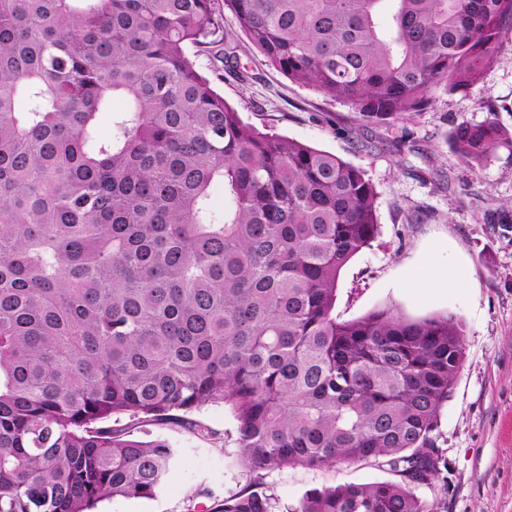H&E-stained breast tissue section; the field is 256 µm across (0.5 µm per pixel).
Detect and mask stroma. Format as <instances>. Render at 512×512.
<instances>
[{
	"instance_id": "stroma-1",
	"label": "stroma",
	"mask_w": 512,
	"mask_h": 512,
	"mask_svg": "<svg viewBox=\"0 0 512 512\" xmlns=\"http://www.w3.org/2000/svg\"><path fill=\"white\" fill-rule=\"evenodd\" d=\"M214 16L237 46L239 72L213 84L241 119L335 154L363 171L378 194L380 233L343 269L334 309L348 320L391 307L410 318L448 313L460 320L465 356L443 407L439 445L448 462V489L419 488L437 512H512V153L501 150L481 166L462 160L450 144L452 123L495 115L512 129V29L500 40L497 61L470 89L434 93L421 111L388 124H365L345 104L293 83L270 66L235 27L224 0ZM463 266L466 288L428 296L402 280L433 257ZM195 422L203 434L191 432ZM113 428L139 440L163 438L177 450L169 476L154 498L116 497L95 512H209L214 501L249 482L237 460L236 421L221 403L188 419L157 424L127 414ZM373 462L333 469L284 467L264 483L273 512H295L314 488L394 479ZM211 495L198 497V487Z\"/></svg>"
}]
</instances>
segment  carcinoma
Instances as JSON below:
<instances>
[{
	"label": "carcinoma",
	"instance_id": "carcinoma-1",
	"mask_svg": "<svg viewBox=\"0 0 512 512\" xmlns=\"http://www.w3.org/2000/svg\"><path fill=\"white\" fill-rule=\"evenodd\" d=\"M213 2L0 0V512L153 497L176 449L108 422L213 402L250 481L212 512H272L266 471L362 461L400 480L313 490L297 512H433L416 489L446 480L460 324L336 317L378 194L224 101L186 55L219 30ZM383 2L224 5L272 67L369 124L478 83L512 27V0H394L387 25ZM116 96L127 109L98 139ZM450 143L479 165L512 152V130L462 118Z\"/></svg>",
	"mask_w": 512,
	"mask_h": 512
}]
</instances>
